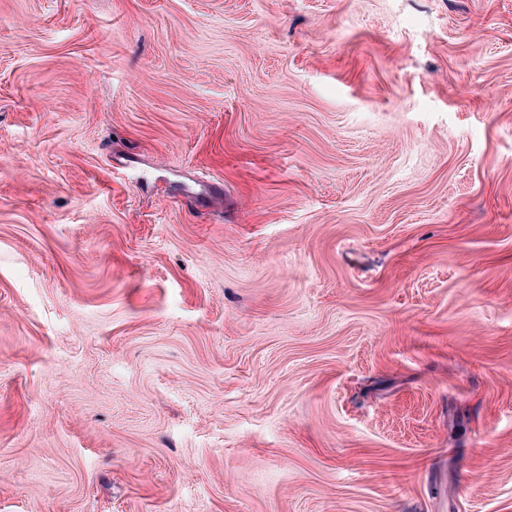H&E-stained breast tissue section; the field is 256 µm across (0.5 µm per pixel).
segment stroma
Returning <instances> with one entry per match:
<instances>
[{"label": "stroma", "mask_w": 512, "mask_h": 512, "mask_svg": "<svg viewBox=\"0 0 512 512\" xmlns=\"http://www.w3.org/2000/svg\"><path fill=\"white\" fill-rule=\"evenodd\" d=\"M0 512H512V0H0Z\"/></svg>", "instance_id": "stroma-1"}]
</instances>
